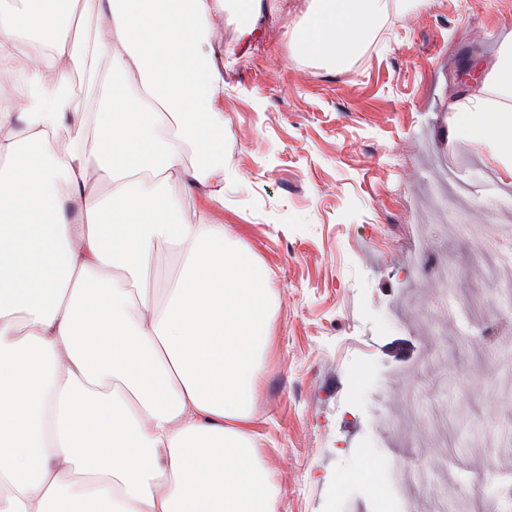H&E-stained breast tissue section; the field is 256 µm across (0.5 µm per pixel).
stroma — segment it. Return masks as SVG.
I'll return each mask as SVG.
<instances>
[{
  "label": "stroma",
  "instance_id": "stroma-1",
  "mask_svg": "<svg viewBox=\"0 0 512 512\" xmlns=\"http://www.w3.org/2000/svg\"><path fill=\"white\" fill-rule=\"evenodd\" d=\"M292 13L218 18L224 156L239 177L215 211L264 270L276 301L251 423L278 512H403L393 469L411 454L457 464L422 499L512 512L470 489L472 446L512 428L506 368L486 349L512 324L484 319L485 226L512 225V178L453 138L448 105L476 93L512 43V0L391 10L363 53L330 70L300 58ZM447 250L455 285L413 277L421 245Z\"/></svg>",
  "mask_w": 512,
  "mask_h": 512
}]
</instances>
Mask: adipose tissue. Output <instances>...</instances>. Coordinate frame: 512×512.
Returning <instances> with one entry per match:
<instances>
[{"mask_svg":"<svg viewBox=\"0 0 512 512\" xmlns=\"http://www.w3.org/2000/svg\"><path fill=\"white\" fill-rule=\"evenodd\" d=\"M393 2L425 0H310L302 54L348 64ZM225 7L0 0V72L18 80L0 88V512H277L249 432L271 290L223 225L185 222L170 189L220 208L237 176L212 63ZM33 37L43 48L22 52ZM450 110L512 174V108L474 94ZM159 240L179 256L161 300Z\"/></svg>","mask_w":512,"mask_h":512,"instance_id":"ef3b65f1","label":"adipose tissue"}]
</instances>
